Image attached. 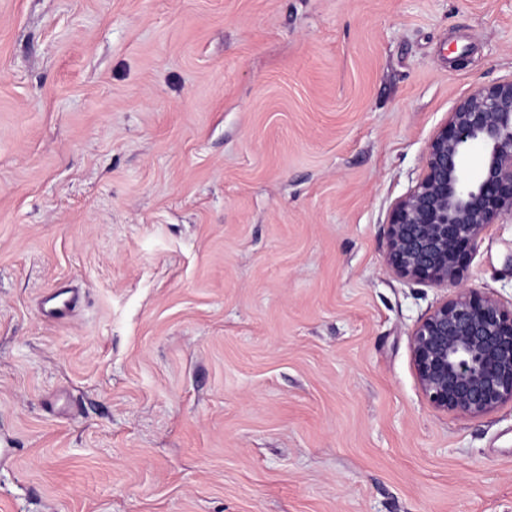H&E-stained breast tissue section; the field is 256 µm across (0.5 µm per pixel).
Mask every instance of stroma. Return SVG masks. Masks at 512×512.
Instances as JSON below:
<instances>
[{
	"label": "stroma",
	"instance_id": "obj_1",
	"mask_svg": "<svg viewBox=\"0 0 512 512\" xmlns=\"http://www.w3.org/2000/svg\"><path fill=\"white\" fill-rule=\"evenodd\" d=\"M510 79L512 0H0V512H512V404L431 408L448 291L385 266ZM464 283L512 305V218ZM67 296L64 291H56L44 296L42 300V312L50 319H62L67 316L75 304V297L69 292Z\"/></svg>",
	"mask_w": 512,
	"mask_h": 512
}]
</instances>
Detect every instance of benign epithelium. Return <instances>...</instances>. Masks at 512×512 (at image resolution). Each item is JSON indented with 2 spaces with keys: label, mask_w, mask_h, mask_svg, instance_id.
Here are the masks:
<instances>
[{
  "label": "benign epithelium",
  "mask_w": 512,
  "mask_h": 512,
  "mask_svg": "<svg viewBox=\"0 0 512 512\" xmlns=\"http://www.w3.org/2000/svg\"><path fill=\"white\" fill-rule=\"evenodd\" d=\"M484 146L479 173L464 157ZM512 217V80L479 84L431 137L417 185L393 206L385 262L397 278L449 290L411 332L431 407L477 417L512 403V308L462 284L486 227Z\"/></svg>",
  "instance_id": "obj_1"
}]
</instances>
